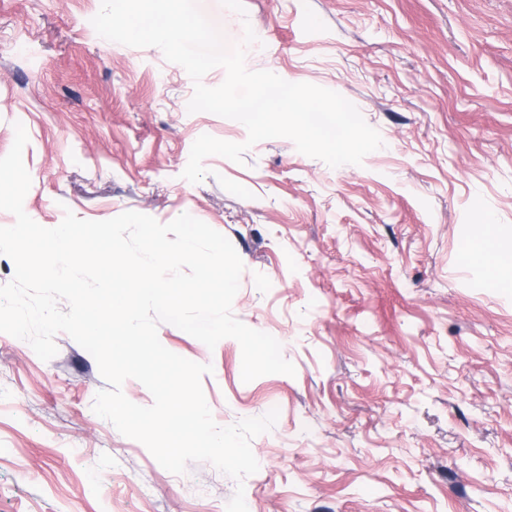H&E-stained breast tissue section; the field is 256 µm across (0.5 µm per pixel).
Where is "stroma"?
Instances as JSON below:
<instances>
[{"label": "stroma", "mask_w": 512, "mask_h": 512, "mask_svg": "<svg viewBox=\"0 0 512 512\" xmlns=\"http://www.w3.org/2000/svg\"><path fill=\"white\" fill-rule=\"evenodd\" d=\"M198 0L249 70L335 91L376 129L362 165L330 167L287 138L237 164L203 134L245 126L189 112L194 85L155 47L99 37L101 0H0V157L15 123L41 225L187 213L243 264L232 312L295 375L243 382L242 350L162 323L222 426L278 409L243 484L207 462L175 475L94 413L106 389L68 334L41 360L0 332V512H512V288L466 250L484 216L512 241V0ZM247 188L242 199L219 183Z\"/></svg>", "instance_id": "stroma-1"}]
</instances>
